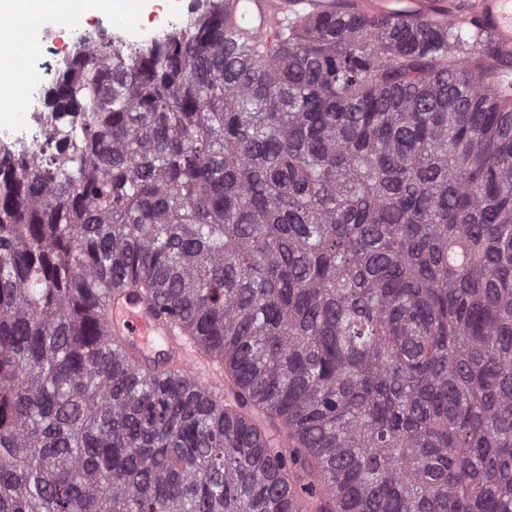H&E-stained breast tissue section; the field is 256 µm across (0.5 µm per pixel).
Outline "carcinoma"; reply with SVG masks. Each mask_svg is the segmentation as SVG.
Segmentation results:
<instances>
[{
	"mask_svg": "<svg viewBox=\"0 0 512 512\" xmlns=\"http://www.w3.org/2000/svg\"><path fill=\"white\" fill-rule=\"evenodd\" d=\"M224 3L67 57L0 157V512H512V68L406 6L229 47ZM112 336H118L131 356L147 362L159 354L194 380L213 383L211 371L203 368L195 345L177 332L172 321L153 302L128 297L124 292L112 294Z\"/></svg>",
	"mask_w": 512,
	"mask_h": 512,
	"instance_id": "1",
	"label": "carcinoma"
}]
</instances>
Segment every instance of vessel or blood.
I'll use <instances>...</instances> for the list:
<instances>
[{
  "instance_id": "obj_1",
  "label": "vessel or blood",
  "mask_w": 512,
  "mask_h": 512,
  "mask_svg": "<svg viewBox=\"0 0 512 512\" xmlns=\"http://www.w3.org/2000/svg\"><path fill=\"white\" fill-rule=\"evenodd\" d=\"M236 15L248 28L262 32L275 28L288 10L318 13L335 8L336 0H230ZM464 12L489 34L495 46L512 51V0H465ZM112 333L131 356L145 362L164 356L194 380L212 383L213 375L203 368L195 345L177 332L158 305L117 292L112 296Z\"/></svg>"
}]
</instances>
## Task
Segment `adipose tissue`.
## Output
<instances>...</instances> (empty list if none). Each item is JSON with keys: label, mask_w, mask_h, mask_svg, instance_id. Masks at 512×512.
<instances>
[{"label": "adipose tissue", "mask_w": 512, "mask_h": 512, "mask_svg": "<svg viewBox=\"0 0 512 512\" xmlns=\"http://www.w3.org/2000/svg\"><path fill=\"white\" fill-rule=\"evenodd\" d=\"M165 10L178 8L177 0H0V20L15 16L32 19L48 17L75 23L92 14H110L113 19L122 20L147 17L156 6Z\"/></svg>", "instance_id": "1"}]
</instances>
